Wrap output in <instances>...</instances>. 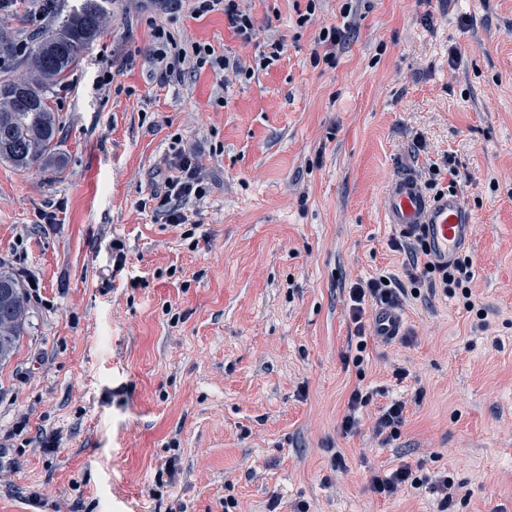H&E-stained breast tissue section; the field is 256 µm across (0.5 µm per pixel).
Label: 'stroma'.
Returning <instances> with one entry per match:
<instances>
[{"label":"stroma","mask_w":512,"mask_h":512,"mask_svg":"<svg viewBox=\"0 0 512 512\" xmlns=\"http://www.w3.org/2000/svg\"><path fill=\"white\" fill-rule=\"evenodd\" d=\"M343 2L316 0L301 25L307 0H242L246 46L187 0H113L53 94L59 163L0 162V270L32 275L0 365V512H512V0H370L335 64H314ZM37 6L0 8L16 46L0 76H28ZM154 23L247 63L271 38L284 52L228 85L207 68L164 80ZM177 141L207 194L172 226L140 205ZM447 159L457 173L438 187L475 218L471 288L490 327L425 291L401 309L404 340L368 336L353 364L350 286L404 274L384 188ZM357 387L371 401L346 435ZM396 400L405 423L384 443L372 424ZM401 465L459 487L444 506L425 488L370 493Z\"/></svg>","instance_id":"stroma-1"}]
</instances>
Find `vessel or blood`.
I'll return each instance as SVG.
<instances>
[{"mask_svg":"<svg viewBox=\"0 0 512 512\" xmlns=\"http://www.w3.org/2000/svg\"><path fill=\"white\" fill-rule=\"evenodd\" d=\"M388 223L407 231L422 233L432 260L445 263L472 241L476 226L463 201L454 194H426L417 177L402 173L386 186L382 196ZM403 318L398 312L383 308L375 318V333L380 338L400 335Z\"/></svg>","mask_w":512,"mask_h":512,"instance_id":"vessel-or-blood-1","label":"vessel or blood"}]
</instances>
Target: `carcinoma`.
I'll list each match as a JSON object with an SVG mask.
<instances>
[{
    "mask_svg": "<svg viewBox=\"0 0 512 512\" xmlns=\"http://www.w3.org/2000/svg\"><path fill=\"white\" fill-rule=\"evenodd\" d=\"M112 11V0H82L79 7L56 15L52 26L29 47L26 64L33 78H0V161L19 170L55 162L60 118L50 104L54 86L64 81L75 62L97 39ZM0 363L12 358L29 317L26 294L18 279L0 271Z\"/></svg>",
    "mask_w": 512,
    "mask_h": 512,
    "instance_id": "obj_1",
    "label": "carcinoma"
}]
</instances>
